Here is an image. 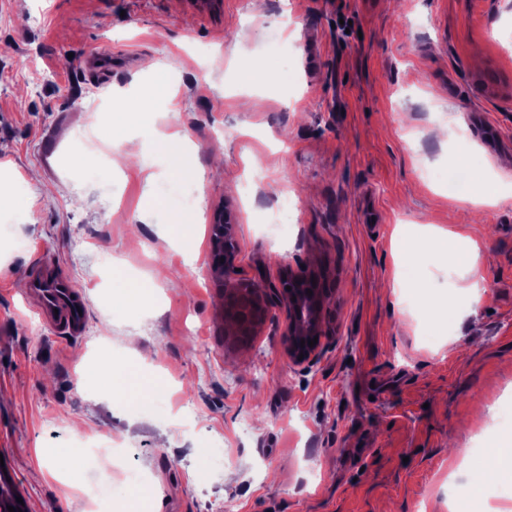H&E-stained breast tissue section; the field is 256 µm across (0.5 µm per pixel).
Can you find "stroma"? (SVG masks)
<instances>
[{
  "label": "stroma",
  "instance_id": "stroma-1",
  "mask_svg": "<svg viewBox=\"0 0 512 512\" xmlns=\"http://www.w3.org/2000/svg\"><path fill=\"white\" fill-rule=\"evenodd\" d=\"M504 38L512 0H0V461L28 512H85L93 486L107 512L137 489L169 512H448L473 436L512 415ZM176 131L190 149L155 148ZM125 148L139 168L113 165ZM456 153L510 196L448 195L431 173ZM284 195L277 236L263 215ZM194 200L202 221L179 233L168 213ZM226 207L239 277L325 273L309 361L288 358L282 302L231 344L211 262ZM399 226L421 234L406 263ZM436 230L482 232L478 306ZM46 264L87 302L79 338L28 306L17 273ZM103 340L138 380L166 379L154 402L87 379Z\"/></svg>",
  "mask_w": 512,
  "mask_h": 512
}]
</instances>
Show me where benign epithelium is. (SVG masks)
<instances>
[{
  "instance_id": "benign-epithelium-1",
  "label": "benign epithelium",
  "mask_w": 512,
  "mask_h": 512,
  "mask_svg": "<svg viewBox=\"0 0 512 512\" xmlns=\"http://www.w3.org/2000/svg\"><path fill=\"white\" fill-rule=\"evenodd\" d=\"M215 225L219 236L215 239L213 252L217 253L223 261L213 266V271L224 278V312L231 323L234 333L240 335L247 333L254 335L261 321L253 319L240 323L237 313L257 301L268 311L273 301H285L288 306V357L299 364L301 360L308 359L316 347L307 345L314 337L323 335L322 313L325 294H320L311 300H306L305 283L308 277L301 271H294L285 266L280 277V286L268 288L256 281L239 279L236 277L235 260L238 255V246L234 233V218L230 211H219L214 215ZM304 340H298V337ZM306 345H301V342Z\"/></svg>"
}]
</instances>
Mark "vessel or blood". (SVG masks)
I'll use <instances>...</instances> for the list:
<instances>
[{"mask_svg": "<svg viewBox=\"0 0 512 512\" xmlns=\"http://www.w3.org/2000/svg\"><path fill=\"white\" fill-rule=\"evenodd\" d=\"M28 298L33 309L55 329L70 336L83 333L87 304L66 276L50 269L41 270L29 282Z\"/></svg>", "mask_w": 512, "mask_h": 512, "instance_id": "b4317fda", "label": "vessel or blood"}]
</instances>
